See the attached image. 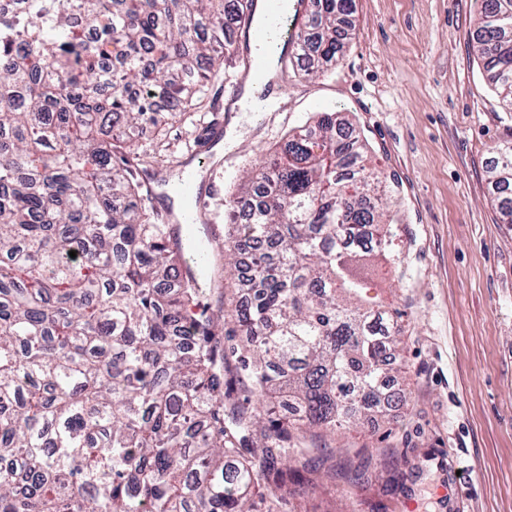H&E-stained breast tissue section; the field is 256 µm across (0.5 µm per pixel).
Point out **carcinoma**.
Segmentation results:
<instances>
[{
	"instance_id": "carcinoma-1",
	"label": "carcinoma",
	"mask_w": 512,
	"mask_h": 512,
	"mask_svg": "<svg viewBox=\"0 0 512 512\" xmlns=\"http://www.w3.org/2000/svg\"><path fill=\"white\" fill-rule=\"evenodd\" d=\"M251 0H9L0 5V512H279L306 488L365 471L317 440L362 426L391 398L386 348L399 314L367 295L371 257L393 256L394 219L368 152L336 113L289 137L229 196L224 266L255 245L253 294L226 314L215 278L153 204L133 211L134 147L103 127L184 111L231 59ZM295 65L339 59L352 0H315ZM487 83L512 112V0H482L473 32ZM490 168L512 224V138ZM76 252L72 258L69 252ZM249 346L226 345L236 332ZM294 411L263 425L274 403Z\"/></svg>"
}]
</instances>
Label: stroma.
Here are the masks:
<instances>
[{"mask_svg":"<svg viewBox=\"0 0 512 512\" xmlns=\"http://www.w3.org/2000/svg\"><path fill=\"white\" fill-rule=\"evenodd\" d=\"M356 36L327 72L281 78L278 108L244 115L224 154V190L265 161L289 131L336 112L367 138L394 189L397 263L377 261L369 293L398 311L404 407L337 431L327 449L372 456L370 491L316 488L309 512H512V227L487 180L492 149L512 132L470 42L475 0H353ZM236 67L205 88L201 111L163 135H126L154 160L186 155Z\"/></svg>","mask_w":512,"mask_h":512,"instance_id":"1","label":"stroma"}]
</instances>
